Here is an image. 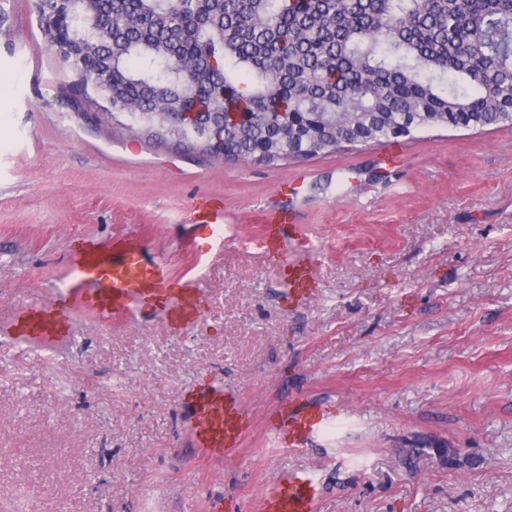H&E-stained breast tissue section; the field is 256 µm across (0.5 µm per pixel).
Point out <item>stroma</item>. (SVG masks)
<instances>
[{"label": "stroma", "mask_w": 512, "mask_h": 512, "mask_svg": "<svg viewBox=\"0 0 512 512\" xmlns=\"http://www.w3.org/2000/svg\"><path fill=\"white\" fill-rule=\"evenodd\" d=\"M71 69L31 0L0 7V327L73 281L77 240L140 243L200 310L175 329L133 301L77 308L67 341L0 336V512H262L297 469L318 512H512V125L398 138L301 160L217 161L79 118ZM298 198H276L279 182ZM224 200L221 240L185 221ZM293 208L283 245L316 292L284 303L262 205ZM241 393L252 419L223 460L185 398ZM328 402L335 426L276 447L282 400Z\"/></svg>", "instance_id": "obj_1"}]
</instances>
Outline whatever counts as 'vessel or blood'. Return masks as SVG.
Wrapping results in <instances>:
<instances>
[{
  "mask_svg": "<svg viewBox=\"0 0 512 512\" xmlns=\"http://www.w3.org/2000/svg\"><path fill=\"white\" fill-rule=\"evenodd\" d=\"M292 217L285 211H273L266 217L264 253L270 265L285 283V295L291 303H300L315 292L310 268L290 263L281 247L285 224ZM74 273L77 283L55 301L21 311L12 326L15 339L40 338L55 342L70 331L71 314L78 307L121 308L131 299L167 311L177 327L193 324L197 307L180 303L181 289L173 287L164 268L144 261L132 241L114 242L102 250L86 241L76 250ZM196 413V439L207 455L223 457L238 447L251 421L239 394L199 384L190 391ZM336 408L327 404L288 400L268 416V425L279 447L300 449L316 435L336 423ZM320 485L308 470H296L268 481L262 490L265 512H318Z\"/></svg>",
  "mask_w": 512,
  "mask_h": 512,
  "instance_id": "b4317fda",
  "label": "vessel or blood"
}]
</instances>
